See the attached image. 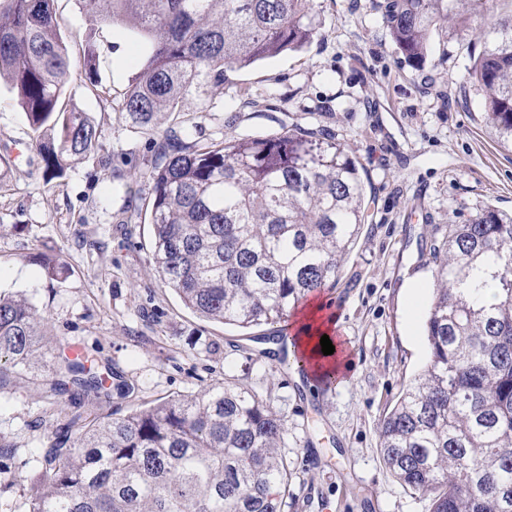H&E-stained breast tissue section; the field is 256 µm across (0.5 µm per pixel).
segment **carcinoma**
Returning a JSON list of instances; mask_svg holds the SVG:
<instances>
[{
	"label": "carcinoma",
	"mask_w": 512,
	"mask_h": 512,
	"mask_svg": "<svg viewBox=\"0 0 512 512\" xmlns=\"http://www.w3.org/2000/svg\"><path fill=\"white\" fill-rule=\"evenodd\" d=\"M92 24L144 44L123 96L132 128L189 96L206 100L229 71L316 35L313 0H79ZM482 0H385L383 19L421 66L441 22L466 27ZM54 0H0V78L26 114L49 179L100 150L96 125L64 107L78 71L96 86L94 52L69 55ZM469 79L504 144L512 145V13L468 42ZM151 259L193 313L223 325L279 323L336 282L364 223L365 188L341 144L316 127L186 143L169 129L155 145ZM436 294L426 310L430 359L384 414L389 472L428 512H512V214L487 206L430 248ZM50 280L66 267L42 256ZM498 290L487 304L482 291ZM45 319L21 296L0 295V383L43 353ZM88 352L52 364L48 403L59 437L12 484L24 512H284L291 473L285 416L232 379L110 418L112 385ZM81 432L71 439L75 426Z\"/></svg>",
	"instance_id": "obj_1"
}]
</instances>
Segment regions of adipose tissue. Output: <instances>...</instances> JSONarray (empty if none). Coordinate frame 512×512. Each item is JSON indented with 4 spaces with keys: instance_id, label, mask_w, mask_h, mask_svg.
I'll list each match as a JSON object with an SVG mask.
<instances>
[{
    "instance_id": "adipose-tissue-1",
    "label": "adipose tissue",
    "mask_w": 512,
    "mask_h": 512,
    "mask_svg": "<svg viewBox=\"0 0 512 512\" xmlns=\"http://www.w3.org/2000/svg\"><path fill=\"white\" fill-rule=\"evenodd\" d=\"M292 326L296 330L294 338L301 359L308 364L312 376L334 377L340 371L347 369L348 364L342 358L344 346L340 338L333 335L336 328L335 316L329 312L324 299L316 297L308 301L301 309L298 318L293 321ZM325 335L332 338L335 348L333 354L326 355L322 352L320 339Z\"/></svg>"
}]
</instances>
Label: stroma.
<instances>
[{
  "mask_svg": "<svg viewBox=\"0 0 512 512\" xmlns=\"http://www.w3.org/2000/svg\"><path fill=\"white\" fill-rule=\"evenodd\" d=\"M379 2L313 0L319 29L303 51L229 73L206 103L187 100L156 126L206 141L314 119L356 162L365 221L322 294L350 362L341 384L281 374L264 353L276 326L206 320L161 283L143 210L153 137L121 110L140 58L135 37L90 24L78 0H55L69 53L80 56L89 43L96 51V89L73 77L65 105L89 115L102 145L63 178L47 180L35 148L11 159L30 129L10 84H0V293L24 296L46 317L47 359L62 346L84 348L96 371L129 387L103 413L119 417L227 377L267 399L288 426L285 512H428L390 474L379 447L385 408L428 363L424 315L436 278L427 246L484 207L512 212V148L500 143L482 91L467 78L468 35L437 25L423 67L414 68L392 43ZM45 253L68 263L63 279H47ZM51 377L38 364L0 387V445L15 448L16 469H30L56 437V422L43 417Z\"/></svg>",
  "mask_w": 512,
  "mask_h": 512,
  "instance_id": "35a3bbf8",
  "label": "stroma"
}]
</instances>
